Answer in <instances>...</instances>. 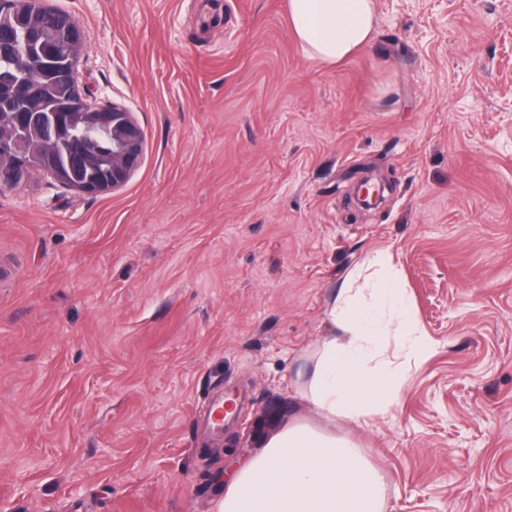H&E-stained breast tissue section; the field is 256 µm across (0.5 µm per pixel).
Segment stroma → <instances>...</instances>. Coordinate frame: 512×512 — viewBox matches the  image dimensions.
<instances>
[{
  "label": "stroma",
  "instance_id": "stroma-1",
  "mask_svg": "<svg viewBox=\"0 0 512 512\" xmlns=\"http://www.w3.org/2000/svg\"><path fill=\"white\" fill-rule=\"evenodd\" d=\"M45 2L144 140L120 189L0 190V512H215L213 471L291 418L360 445L384 512H512V0H376L331 67L286 0ZM368 172L392 191L362 212ZM379 251L435 351L329 424L291 384Z\"/></svg>",
  "mask_w": 512,
  "mask_h": 512
}]
</instances>
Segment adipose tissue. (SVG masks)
I'll return each mask as SVG.
<instances>
[{"label": "adipose tissue", "mask_w": 512, "mask_h": 512, "mask_svg": "<svg viewBox=\"0 0 512 512\" xmlns=\"http://www.w3.org/2000/svg\"><path fill=\"white\" fill-rule=\"evenodd\" d=\"M288 18L309 58L329 67L371 42L376 3L288 0ZM330 317L337 333L321 342L298 394L329 421L386 416L406 370L384 358L383 337L410 338L407 357L418 365L434 351L411 305L402 300L400 275L389 253L375 254L343 280ZM385 494L383 472L349 437L291 419L235 471L216 512H383Z\"/></svg>", "instance_id": "obj_1"}]
</instances>
